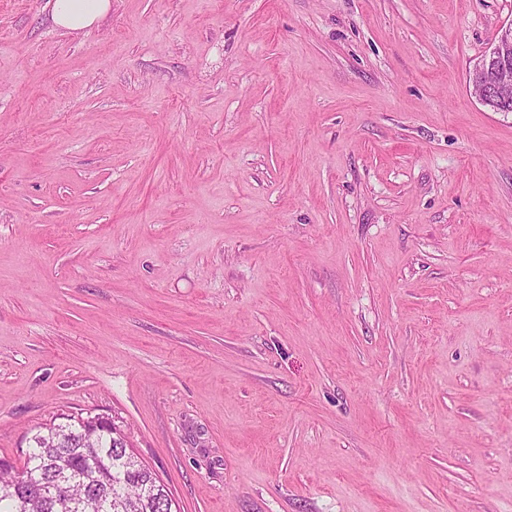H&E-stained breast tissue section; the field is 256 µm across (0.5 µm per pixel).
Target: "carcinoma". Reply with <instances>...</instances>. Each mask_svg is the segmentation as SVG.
<instances>
[{
    "mask_svg": "<svg viewBox=\"0 0 512 512\" xmlns=\"http://www.w3.org/2000/svg\"><path fill=\"white\" fill-rule=\"evenodd\" d=\"M0 512H168L171 493L126 448L112 420H87L85 431L39 427L28 440L23 465L0 458ZM34 478L42 496L21 492Z\"/></svg>",
    "mask_w": 512,
    "mask_h": 512,
    "instance_id": "cac0c4a2",
    "label": "carcinoma"
}]
</instances>
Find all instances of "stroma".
<instances>
[{
    "label": "stroma",
    "mask_w": 512,
    "mask_h": 512,
    "mask_svg": "<svg viewBox=\"0 0 512 512\" xmlns=\"http://www.w3.org/2000/svg\"><path fill=\"white\" fill-rule=\"evenodd\" d=\"M512 0H0V456L105 415L180 512H512ZM50 20L54 27L78 32L97 24L112 9V0H52ZM469 90L481 104L496 103V112H512V24L498 35L496 43L472 72Z\"/></svg>",
    "instance_id": "stroma-1"
}]
</instances>
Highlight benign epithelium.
Segmentation results:
<instances>
[{"instance_id":"obj_1","label":"benign epithelium","mask_w":512,"mask_h":512,"mask_svg":"<svg viewBox=\"0 0 512 512\" xmlns=\"http://www.w3.org/2000/svg\"><path fill=\"white\" fill-rule=\"evenodd\" d=\"M469 90L481 104L497 105L499 112H512V23L469 73Z\"/></svg>"}]
</instances>
